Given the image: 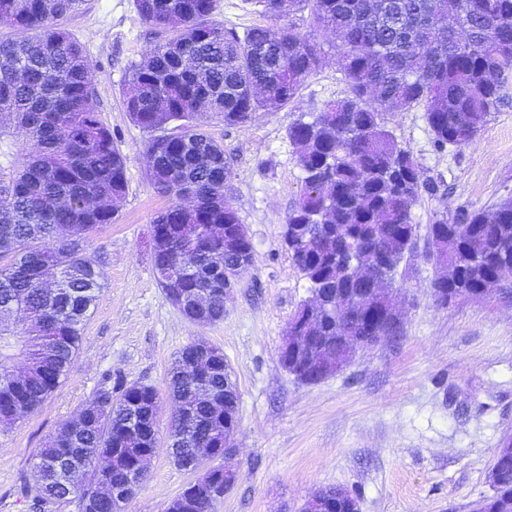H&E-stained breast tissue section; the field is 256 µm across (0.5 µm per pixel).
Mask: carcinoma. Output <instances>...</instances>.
<instances>
[{
	"mask_svg": "<svg viewBox=\"0 0 512 512\" xmlns=\"http://www.w3.org/2000/svg\"><path fill=\"white\" fill-rule=\"evenodd\" d=\"M83 0H0V425L39 408L69 374L103 275L87 253L88 236L116 221L127 191L126 156L95 111L93 68L81 42L59 25ZM263 16L286 27L243 32L212 19L216 0H134L155 27L156 42L129 68L125 109L148 134L143 157L154 188L171 198L152 225V261L164 289L197 296L181 313L191 322L224 319V289L237 285L224 255V225H239L235 254L254 259L224 185L232 168L222 147L197 122L224 116L242 126L298 97L321 60V45L293 21L330 35L347 97L288 127L305 189L287 223L301 225L291 245L310 292L297 334L314 336L302 360L347 356L336 328L367 336L397 335L393 310L364 303L395 285L419 225L412 206L435 191L419 164L386 128L392 112L420 109L439 151L473 141L512 90V0H256ZM430 258L448 266L432 288L474 294L512 280V199L489 210H460L428 227ZM198 343L185 345L165 379L177 403L169 436L173 463L197 468L224 448V355L196 367ZM160 392L119 383L101 388L77 418L62 423L38 449L34 500L41 512L74 497L79 512H119L139 485L141 461L156 449ZM491 494L472 512H512V460L496 466ZM317 494L346 512L356 499L342 487ZM224 497V467L195 480L170 512H215Z\"/></svg>",
	"mask_w": 512,
	"mask_h": 512,
	"instance_id": "obj_1",
	"label": "carcinoma"
}]
</instances>
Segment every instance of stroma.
<instances>
[{
    "label": "stroma",
    "instance_id": "stroma-1",
    "mask_svg": "<svg viewBox=\"0 0 512 512\" xmlns=\"http://www.w3.org/2000/svg\"><path fill=\"white\" fill-rule=\"evenodd\" d=\"M62 24L91 61L94 106L127 157L128 189L116 222L85 243L104 287L68 376L36 411L0 426V512H37L35 454L89 396L119 378L163 388L176 354L197 339L223 351L240 393L231 460L239 479L216 512H302L326 486L351 491L360 512H471L490 494L494 454L512 435V296L437 307L431 283L439 269L427 260L422 235L399 269L400 335L358 348L346 370L315 384L299 382L280 362L288 323L310 296L283 236L304 188L288 128L349 93L331 39L318 35L324 58L294 104L257 113L241 127L225 126L211 112L202 116L231 161L224 193L255 252L223 320L202 326L189 322L157 281L150 226L169 200L150 183L142 155L147 134L123 106L128 70L152 47L154 29L133 0H84ZM387 121L436 186L413 205L415 223L512 197V102L473 141L442 152L422 111ZM171 415L162 403L160 445L126 512H164L196 478L168 455Z\"/></svg>",
    "mask_w": 512,
    "mask_h": 512
}]
</instances>
